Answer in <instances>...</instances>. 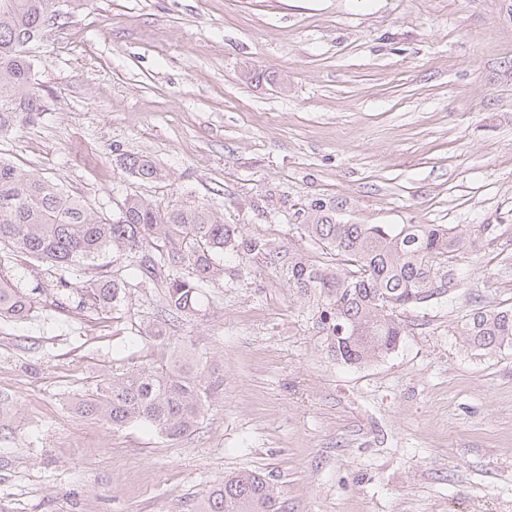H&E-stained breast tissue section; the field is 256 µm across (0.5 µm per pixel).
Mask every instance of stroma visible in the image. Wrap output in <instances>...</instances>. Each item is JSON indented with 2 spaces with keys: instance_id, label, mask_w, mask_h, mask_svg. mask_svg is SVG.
<instances>
[{
  "instance_id": "1",
  "label": "stroma",
  "mask_w": 512,
  "mask_h": 512,
  "mask_svg": "<svg viewBox=\"0 0 512 512\" xmlns=\"http://www.w3.org/2000/svg\"><path fill=\"white\" fill-rule=\"evenodd\" d=\"M44 112L0 154L93 207L192 190L309 256L314 203L340 224L496 228L452 299L404 311L398 348L327 356L279 275L224 264L207 320L172 335L211 352L223 392L168 440L74 405L149 351L157 293L120 310L62 298L48 263L0 266L35 289L0 319V499L12 512H194L225 475L258 470L288 512H512V352L463 347L462 317L512 307V0H84L40 40ZM167 178L122 173L113 148Z\"/></svg>"
}]
</instances>
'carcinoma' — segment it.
Returning <instances> with one entry per match:
<instances>
[{"instance_id": "1", "label": "carcinoma", "mask_w": 512, "mask_h": 512, "mask_svg": "<svg viewBox=\"0 0 512 512\" xmlns=\"http://www.w3.org/2000/svg\"><path fill=\"white\" fill-rule=\"evenodd\" d=\"M60 0H0V138L28 112L43 111L33 66L23 44L60 25ZM116 161L142 182L166 179L164 169L143 155L119 152ZM303 234L329 255L313 261L259 236H244L205 202L185 195L164 204L128 194L119 213L106 217L62 183L39 177L0 156V247L54 267L63 293L81 292L101 308L116 310L132 288L157 291L170 319L206 320L211 289L224 286V261L271 269L289 291L309 303L327 355L362 366L393 352L406 334L400 313L448 299L458 286L457 265L471 235L487 238L495 228L480 224L455 231L435 224H338L335 211L316 203ZM112 253L118 269L78 285L77 267ZM34 291L0 269V318L23 319L37 309ZM138 333L152 341L151 357L120 360L103 386L75 405L77 413L114 429L145 425L178 440L204 420L222 385L210 352L148 324ZM470 347L512 350V308H477L458 327ZM196 512H287L275 485L257 471L224 477Z\"/></svg>"}]
</instances>
